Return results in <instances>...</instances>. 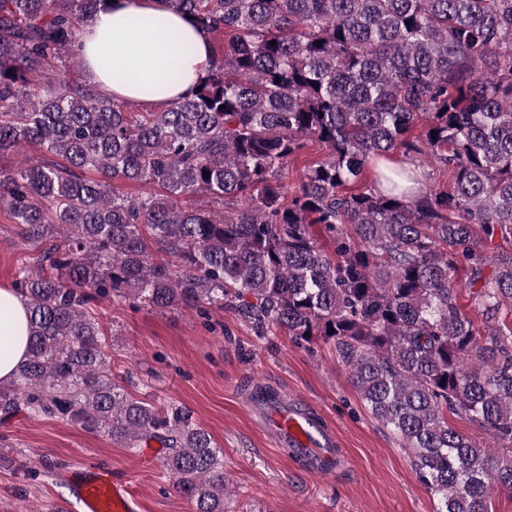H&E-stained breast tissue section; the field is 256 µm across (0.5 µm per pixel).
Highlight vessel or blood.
Segmentation results:
<instances>
[{
	"mask_svg": "<svg viewBox=\"0 0 512 512\" xmlns=\"http://www.w3.org/2000/svg\"><path fill=\"white\" fill-rule=\"evenodd\" d=\"M263 426L302 461L313 462V449L333 455L335 437L313 418L311 412L291 400L251 398ZM68 480L81 512H137L139 501L126 480L111 467L87 466L69 472Z\"/></svg>",
	"mask_w": 512,
	"mask_h": 512,
	"instance_id": "1",
	"label": "vessel or blood"
}]
</instances>
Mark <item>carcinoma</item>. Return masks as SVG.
Wrapping results in <instances>:
<instances>
[{"label":"carcinoma","mask_w":512,"mask_h":512,"mask_svg":"<svg viewBox=\"0 0 512 512\" xmlns=\"http://www.w3.org/2000/svg\"><path fill=\"white\" fill-rule=\"evenodd\" d=\"M165 2L224 47L201 90L131 112L65 74L112 0H0V159L38 152L0 165V210L34 252L0 423L44 414L155 443L194 512H227L212 436L112 379L97 304L232 309L260 336L333 342L438 512H490L491 491L512 494V256L490 253L512 235V0ZM310 141L325 156L290 198L284 170ZM398 150L450 168L452 189L401 190L408 173L373 166Z\"/></svg>","instance_id":"carcinoma-1"}]
</instances>
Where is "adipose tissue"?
Returning a JSON list of instances; mask_svg holds the SVG:
<instances>
[{
	"label": "adipose tissue",
	"mask_w": 512,
	"mask_h": 512,
	"mask_svg": "<svg viewBox=\"0 0 512 512\" xmlns=\"http://www.w3.org/2000/svg\"><path fill=\"white\" fill-rule=\"evenodd\" d=\"M189 44L183 54L181 44ZM77 59L87 82L108 96L165 110L190 96L211 67L209 35L171 12L163 0H113L83 30ZM179 81H171L172 72ZM9 313L11 353L0 358V381L11 380L27 353V309L13 288L0 287Z\"/></svg>",
	"instance_id": "ef3b65f1"
}]
</instances>
